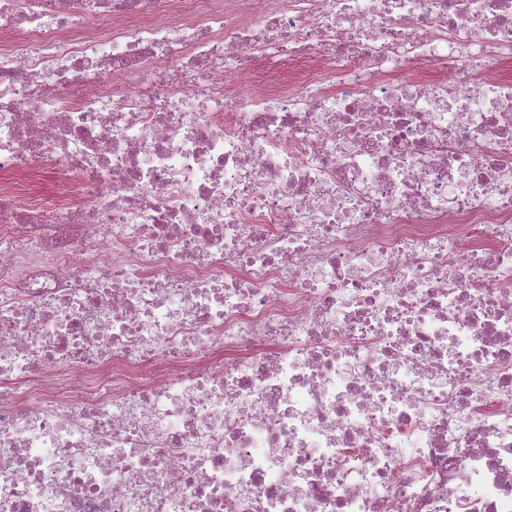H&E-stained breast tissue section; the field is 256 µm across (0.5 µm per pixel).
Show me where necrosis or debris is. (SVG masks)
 Listing matches in <instances>:
<instances>
[{"instance_id": "necrosis-or-debris-1", "label": "necrosis or debris", "mask_w": 512, "mask_h": 512, "mask_svg": "<svg viewBox=\"0 0 512 512\" xmlns=\"http://www.w3.org/2000/svg\"><path fill=\"white\" fill-rule=\"evenodd\" d=\"M0 512H512V0H0Z\"/></svg>"}]
</instances>
